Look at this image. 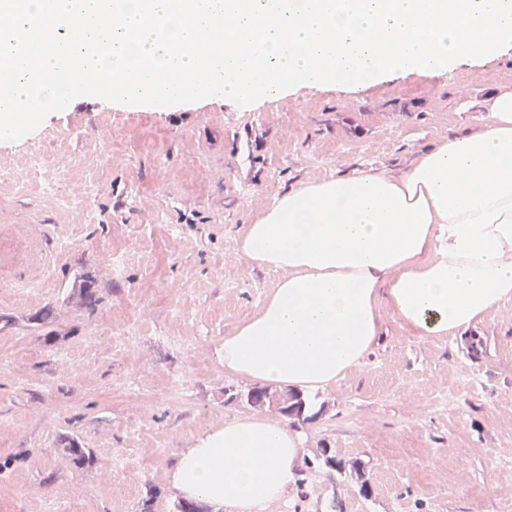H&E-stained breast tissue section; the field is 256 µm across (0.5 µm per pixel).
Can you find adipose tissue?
Instances as JSON below:
<instances>
[{"label": "adipose tissue", "instance_id": "adipose-tissue-1", "mask_svg": "<svg viewBox=\"0 0 512 512\" xmlns=\"http://www.w3.org/2000/svg\"><path fill=\"white\" fill-rule=\"evenodd\" d=\"M486 108L479 130L439 140L401 175L313 181L241 228V255L279 279L217 350L225 373L306 393L362 364L384 314L422 338L465 336L512 300V90ZM303 444L298 427L240 417L181 451L170 485L269 512L295 484Z\"/></svg>", "mask_w": 512, "mask_h": 512}]
</instances>
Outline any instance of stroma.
Returning a JSON list of instances; mask_svg holds the SVG:
<instances>
[{"instance_id": "1", "label": "stroma", "mask_w": 512, "mask_h": 512, "mask_svg": "<svg viewBox=\"0 0 512 512\" xmlns=\"http://www.w3.org/2000/svg\"><path fill=\"white\" fill-rule=\"evenodd\" d=\"M512 89V48L445 74L351 90H289L152 110L81 97L28 152L0 151V512H176L168 471L246 380L216 349L274 288L237 231L285 191L374 165L398 175L427 146L476 130ZM81 228L67 255L49 249ZM129 255L100 276L103 252ZM97 276L95 311L70 284ZM56 290L25 302L18 278ZM362 365L309 399L302 476L270 512H512V301L458 338L422 339L392 315ZM78 348L77 369L59 356ZM176 380L178 398L165 394ZM89 449L77 461L57 440ZM331 449L342 470L321 465Z\"/></svg>"}]
</instances>
